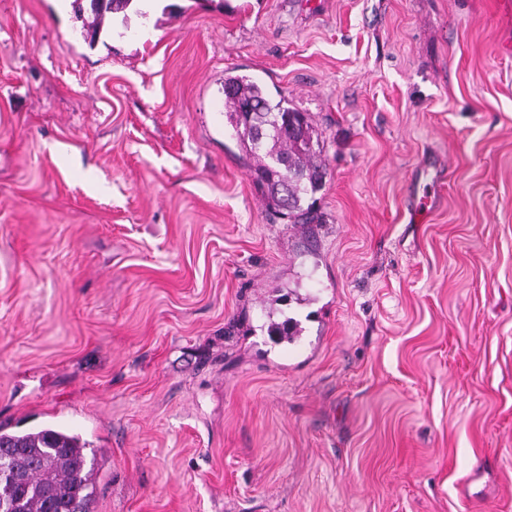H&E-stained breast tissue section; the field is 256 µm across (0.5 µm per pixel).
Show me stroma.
<instances>
[{"label":"stroma","instance_id":"obj_1","mask_svg":"<svg viewBox=\"0 0 512 512\" xmlns=\"http://www.w3.org/2000/svg\"><path fill=\"white\" fill-rule=\"evenodd\" d=\"M230 71L310 115L320 223ZM0 425L87 440L93 512H512V0H132L93 42L0 0ZM224 109L266 197L288 210L294 224H313V203L305 208V202L322 186L324 172L309 115L282 100L273 104L258 80L231 72L224 75Z\"/></svg>","mask_w":512,"mask_h":512}]
</instances>
